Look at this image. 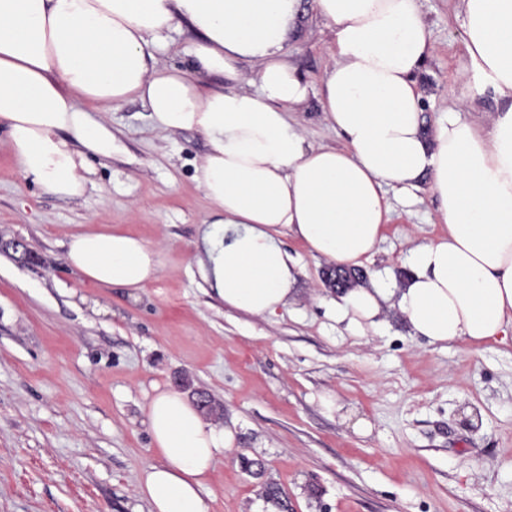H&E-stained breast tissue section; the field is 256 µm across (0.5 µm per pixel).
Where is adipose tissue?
Here are the masks:
<instances>
[{
	"instance_id": "obj_1",
	"label": "adipose tissue",
	"mask_w": 512,
	"mask_h": 512,
	"mask_svg": "<svg viewBox=\"0 0 512 512\" xmlns=\"http://www.w3.org/2000/svg\"><path fill=\"white\" fill-rule=\"evenodd\" d=\"M459 6L460 69L476 81L428 133L417 76L433 46L419 0H0V129L23 178L68 199L85 193L90 160L119 151L106 114L127 101L144 102L160 131L204 134L196 180L213 219L197 266L225 306L263 318L297 281L283 233L351 269L383 237L388 189L409 200L427 186L446 236L412 246L395 287L337 290L335 319L361 334L391 304L430 344L502 342L512 335V0ZM308 9L330 32L316 90L285 52ZM178 22L197 35L188 64L158 66ZM486 95L487 128L465 117ZM313 98L344 147L306 144L293 129L291 113ZM66 260L84 282L134 296L160 271L155 249L112 229L71 235ZM146 420L162 458L138 481L148 512H210L202 488L233 432L169 389Z\"/></svg>"
}]
</instances>
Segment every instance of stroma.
<instances>
[{"mask_svg":"<svg viewBox=\"0 0 512 512\" xmlns=\"http://www.w3.org/2000/svg\"><path fill=\"white\" fill-rule=\"evenodd\" d=\"M434 52L418 75L433 128L465 81L458 0H420ZM330 33L307 13L290 61L319 82ZM121 152L95 165L69 200L23 179L0 133V239H24L36 262L0 252V512H148L135 488L159 463L145 408L155 387L187 380L224 406L236 444L209 476L210 512H512V340L441 349L410 335L396 308L357 336L325 303V262L290 234L299 266L288 307L262 318L224 307L193 259L212 206L196 168V131L162 132L132 101L109 112ZM391 207L367 279L401 281L409 248L444 235L428 189ZM89 228L142 238L160 272L139 298L82 282L65 243ZM332 392L372 425L355 431L319 403ZM262 461L256 477L240 457Z\"/></svg>","mask_w":512,"mask_h":512,"instance_id":"obj_1","label":"stroma"}]
</instances>
